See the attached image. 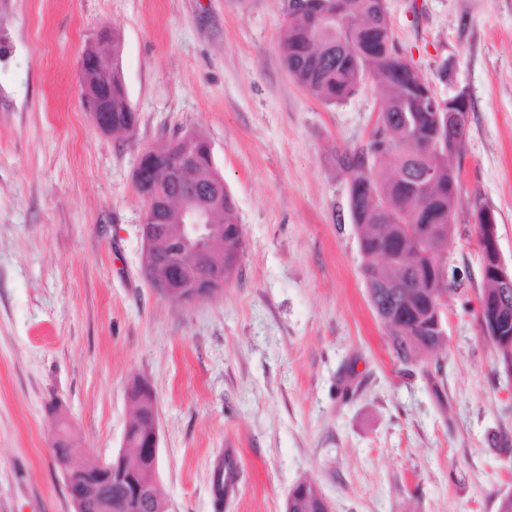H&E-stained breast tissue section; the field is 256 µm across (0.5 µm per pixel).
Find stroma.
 <instances>
[{
    "label": "stroma",
    "instance_id": "obj_1",
    "mask_svg": "<svg viewBox=\"0 0 512 512\" xmlns=\"http://www.w3.org/2000/svg\"><path fill=\"white\" fill-rule=\"evenodd\" d=\"M439 98L472 105L445 339L397 360L373 311L335 151L366 144L384 93L337 105L285 67L281 0H0V512H73L51 451L122 446L134 378L153 389L171 512H285L313 482L330 512H498L512 492V383L476 311L475 206L512 263V0H386ZM119 36L134 134L93 122L78 61ZM194 131L239 213L244 255L216 296L143 274L141 151ZM56 401L59 410L47 409ZM237 454L226 460L224 450ZM236 485L217 495L226 463Z\"/></svg>",
    "mask_w": 512,
    "mask_h": 512
}]
</instances>
